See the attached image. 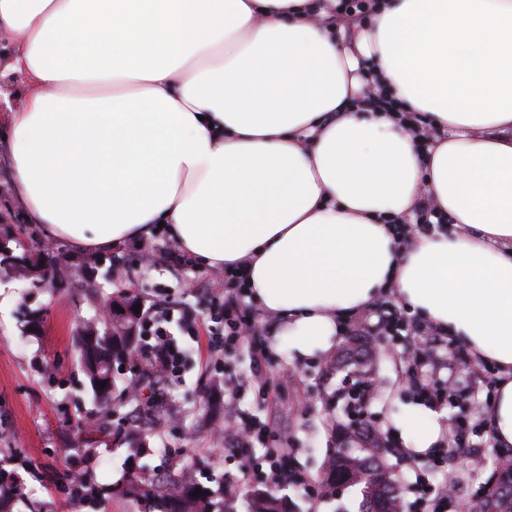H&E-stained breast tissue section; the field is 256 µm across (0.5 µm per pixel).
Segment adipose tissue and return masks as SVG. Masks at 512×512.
Returning a JSON list of instances; mask_svg holds the SVG:
<instances>
[{"label":"adipose tissue","instance_id":"1","mask_svg":"<svg viewBox=\"0 0 512 512\" xmlns=\"http://www.w3.org/2000/svg\"><path fill=\"white\" fill-rule=\"evenodd\" d=\"M0 0V84L30 89L5 158L29 222L80 251L166 229L242 275L273 344L327 354L395 296L494 369L489 426L512 447V0ZM386 85L404 113L363 99ZM441 139L419 149L407 117ZM448 215L401 245L420 195ZM448 413L401 422L406 452ZM340 2V7H336L335 14L326 17L325 21L329 25L346 29L364 24L375 5L373 0H341Z\"/></svg>","mask_w":512,"mask_h":512}]
</instances>
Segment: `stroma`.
Listing matches in <instances>:
<instances>
[{
  "label": "stroma",
  "mask_w": 512,
  "mask_h": 512,
  "mask_svg": "<svg viewBox=\"0 0 512 512\" xmlns=\"http://www.w3.org/2000/svg\"><path fill=\"white\" fill-rule=\"evenodd\" d=\"M7 232L18 234L36 253L44 243H52L59 263L78 257L68 243L49 240L42 225L27 221L25 207L12 190L8 163L0 155V235ZM112 255L115 271L97 270L95 293L87 292L79 278L64 288H36L0 275V467L26 482L30 500L40 503L44 512H89L57 480L61 449H81L85 427L102 415L72 344L82 322L99 311L104 299L122 291L140 296L143 315L162 322L180 355V367L176 375L153 385L165 428L148 436L147 455L133 457L127 445L98 436L87 467L105 491L103 512H140V503L113 491L131 464L165 472L193 465L199 458L209 459L210 466L194 477L211 491L214 502L230 497L236 512H249L245 493L251 484L240 469L247 461L262 459L265 448L258 444L242 452L214 447L212 432L223 426L230 412L238 422L259 421L281 434L291 464L274 487L298 512H359L360 486H349L332 498L305 490L322 478L332 428L345 418L343 406L336 403L342 376L334 361L356 336L363 337L374 370L368 411L398 447L384 459L403 487L405 502L418 501L419 486L452 483L456 496L449 499L447 512H462L480 482L495 473L512 474V449L500 452L480 444L490 436L482 421L490 409L487 394L492 384L473 393L476 375L462 360L466 347L435 329L421 339L427 352L425 369L430 379L455 380L461 402L470 409L471 428L455 453L442 445L423 457L403 454L405 437L395 422L422 400L406 379L397 351L377 341L379 319L402 308L396 298L350 316L331 353L292 363L286 350L271 345L275 321L230 287L223 270L200 268L166 230H157L144 243L115 249ZM230 298L255 311L257 328L228 352L219 310ZM29 308L40 309L43 316L40 330L33 334L24 323Z\"/></svg>",
  "instance_id": "stroma-1"
}]
</instances>
